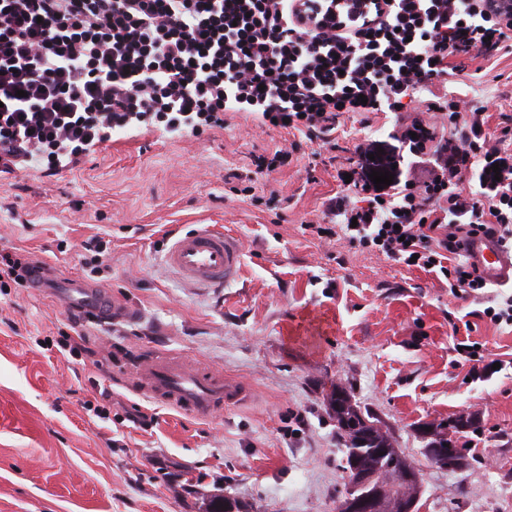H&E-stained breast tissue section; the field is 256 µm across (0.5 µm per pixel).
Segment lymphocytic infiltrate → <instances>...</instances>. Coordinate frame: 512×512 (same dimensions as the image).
I'll use <instances>...</instances> for the list:
<instances>
[{"instance_id":"1","label":"lymphocytic infiltrate","mask_w":512,"mask_h":512,"mask_svg":"<svg viewBox=\"0 0 512 512\" xmlns=\"http://www.w3.org/2000/svg\"><path fill=\"white\" fill-rule=\"evenodd\" d=\"M484 0H0V164L48 165L134 123L194 134L224 110L339 147L348 112L395 114L409 161L358 144L318 237L415 263L481 302L471 238L512 251V113L490 119L440 96L447 132L411 113L416 92L473 60L512 55V22ZM393 171L376 188L371 172Z\"/></svg>"}]
</instances>
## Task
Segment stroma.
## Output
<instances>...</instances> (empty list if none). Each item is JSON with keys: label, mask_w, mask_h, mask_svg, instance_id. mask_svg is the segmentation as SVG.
<instances>
[{"label": "stroma", "mask_w": 512, "mask_h": 512, "mask_svg": "<svg viewBox=\"0 0 512 512\" xmlns=\"http://www.w3.org/2000/svg\"><path fill=\"white\" fill-rule=\"evenodd\" d=\"M463 106L512 113V56L449 85ZM394 119L346 114L329 157L292 151L288 130L245 112L195 136L150 125L113 131L73 162L0 172V253L32 252L94 278L137 307L135 324L78 321L59 301L0 288V512H206L211 496L247 512H336L345 449L323 402L349 387L423 473L419 512H512V330L476 321L469 336L491 374L460 365L452 324L476 305L434 275L302 226L337 189L347 151L397 149ZM291 152L271 176L254 156ZM200 224L237 235L240 277L190 288L165 263ZM107 242L101 276L81 244ZM153 349L229 375L251 396L197 420L131 392ZM143 413L149 425L133 423ZM472 414V459L431 464L422 423ZM166 469H159V461Z\"/></svg>", "instance_id": "1"}]
</instances>
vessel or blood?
I'll return each mask as SVG.
<instances>
[{"label":"vessel or blood","instance_id":"vessel-or-blood-1","mask_svg":"<svg viewBox=\"0 0 512 512\" xmlns=\"http://www.w3.org/2000/svg\"><path fill=\"white\" fill-rule=\"evenodd\" d=\"M468 255L495 286H512V252L495 241L480 238L468 248ZM189 287H218L239 274L243 261L240 241L204 225L181 234L164 255ZM28 285L35 292L60 299L68 308L116 323L135 319V311L116 300L104 288L73 276H60L36 268ZM129 385L140 395L161 405L198 418H210L234 407L246 395L237 382L203 369L191 368L171 356L151 354L139 359Z\"/></svg>","mask_w":512,"mask_h":512}]
</instances>
